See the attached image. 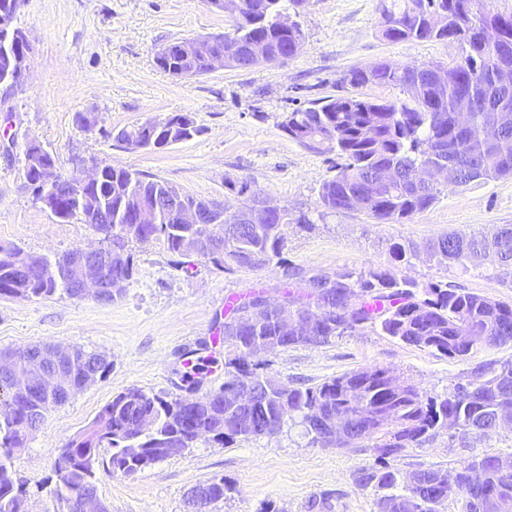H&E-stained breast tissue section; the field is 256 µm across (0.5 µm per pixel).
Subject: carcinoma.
I'll return each mask as SVG.
<instances>
[{
	"mask_svg": "<svg viewBox=\"0 0 512 512\" xmlns=\"http://www.w3.org/2000/svg\"><path fill=\"white\" fill-rule=\"evenodd\" d=\"M282 0H208L216 9L233 14L232 31L214 38L215 50L224 40L238 41L241 53L224 58V68L247 70L274 64L298 53L303 43L300 26L282 27ZM512 30V13L494 9L493 0H380L379 35L388 42L443 41L453 34L462 45L461 57L451 65L415 66L382 60L369 68H350L339 80L342 93L328 96L307 108L283 114L279 123L288 138L320 153L334 152L345 162L333 166L335 174L319 187L317 206L321 215L356 210L379 224H402L429 209L438 199V183L426 179L414 185L409 177L441 164L459 167L463 185L512 176V125L492 131L483 120V109L504 68L512 70V47L503 50L499 41ZM22 47L0 35V77L13 74V58ZM158 66L180 78L208 74L212 64L197 55L191 39L176 42ZM369 85L394 86L409 101L369 99L360 90ZM468 94L473 100L467 125L458 129L451 121L456 99ZM183 128L169 134L145 121L123 129L119 143L136 149L151 141L164 146L197 137L201 128L193 116L183 115ZM394 170L399 179L374 190L368 184L378 172ZM99 198L112 223L95 228L111 254L109 272L131 278L132 244L159 240L167 251L190 257L200 244L215 252L207 258L217 269L256 271L275 261L283 267L281 301L272 302L262 290L235 299L225 314L224 368L230 378L193 405L186 399H169L138 388L118 393L82 431L59 448L54 463L51 494L57 512H75L76 497L96 488L95 470L102 448L112 449L110 471L130 475L170 458L169 444L191 448L212 437L226 443L260 437L253 424L269 426L265 436L281 432L292 421L303 428L309 443L322 448H370L378 453L377 467L356 472L355 484L375 495L378 512H401L410 493H419L409 512H445L448 501L457 500L460 512H493L486 503L491 495L512 498V456L471 457L454 469L455 488L448 491V470L429 465L403 472L388 463L407 448H422L453 425L460 445L472 434L490 435L501 429L498 415H512V362L478 370L474 393L460 382L453 396L426 397L414 384L393 371L366 367L341 374L315 387L277 380L262 372L265 362L254 352L265 345L273 350L295 346H323L368 326L403 343L430 349L450 358H464L478 345L498 346L512 342V303L491 299L460 288L431 285L420 288L405 278L380 268L343 269L329 274L299 270L282 258L287 246L284 227H312L307 214L276 206L261 224H247L235 212L224 213V238L212 240L204 224H170L162 220L129 224L126 208L135 204L147 213L157 199L176 198L186 206L205 200L185 194L168 183L106 165L98 184L86 189ZM359 205L350 207L352 200ZM429 255L440 264L476 265L494 256L512 267V225L490 234L455 231L428 245ZM69 251L54 259L33 255L17 245H0V295L22 299L51 297L60 292L75 297L74 285L59 272L73 258ZM286 304L315 321L316 334L279 332L278 307ZM267 306L264 316L252 310ZM104 356L75 350L76 375L106 373ZM245 377L259 389L258 398L238 408L230 388ZM362 393V410L374 415L367 428L349 426V442L324 443L310 411L321 410L326 418L351 416L357 406L350 392ZM67 401L62 392L40 390L29 383L0 376V512H28L27 491L15 485L10 468L14 456L28 447L35 424H41L52 407ZM148 423L141 432L138 427ZM143 449L142 457L128 459L126 449ZM209 491V504L227 499L233 487L224 479L200 484Z\"/></svg>",
	"mask_w": 512,
	"mask_h": 512,
	"instance_id": "carcinoma-1",
	"label": "carcinoma"
}]
</instances>
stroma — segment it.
I'll return each mask as SVG.
<instances>
[{"label":"stroma","mask_w":512,"mask_h":512,"mask_svg":"<svg viewBox=\"0 0 512 512\" xmlns=\"http://www.w3.org/2000/svg\"><path fill=\"white\" fill-rule=\"evenodd\" d=\"M296 18L301 50L280 64L218 70L179 78L155 63L156 50L173 41L221 34L231 17L207 0H25L16 24L31 53L21 86H0V244L50 258L97 246L89 224L59 221L35 200L24 170V150L37 140L57 159L61 173L76 159L136 170L199 199L239 207L245 195L274 199L306 212L314 229H285L283 264L333 273L374 266L420 287L462 288L512 303V270L491 260L477 266H444L424 248L442 234L491 233L512 224V177L456 187L440 182L436 203L404 224H378L359 212L323 218L317 190L331 176L334 154L318 153L289 139L282 113L338 93L343 71L381 60L401 64H451L458 46L444 41L387 42L378 33V0H306ZM97 116V129L77 126V112ZM191 114L202 132L163 150L121 148L112 131L149 119ZM415 244L418 255L397 261L395 243ZM135 269L112 303L65 294L21 299L0 296V350L38 341L95 351L109 372L50 409L28 447L11 467L29 491V512H55L51 494L57 451L87 426L112 397L136 387L175 395L184 351L209 344L229 297L255 288L281 296L282 264L258 271H221L193 258L178 264L162 242L135 244ZM512 361V343L481 346L449 358L366 328L320 347H290L267 359V373L310 387L346 372L377 366L409 379L423 394L452 393L477 367ZM110 449L100 451L96 487L108 512H189L191 489L215 478L234 491L214 512H306L309 499L330 498V512H376L371 490L356 487L358 469L374 464L373 450L321 448L300 426L271 437L228 444L204 438L181 455L131 475L111 473ZM512 456V432L471 440L468 447L439 435L409 448L394 465L457 466L470 456Z\"/></svg>","instance_id":"35a3bbf8"}]
</instances>
